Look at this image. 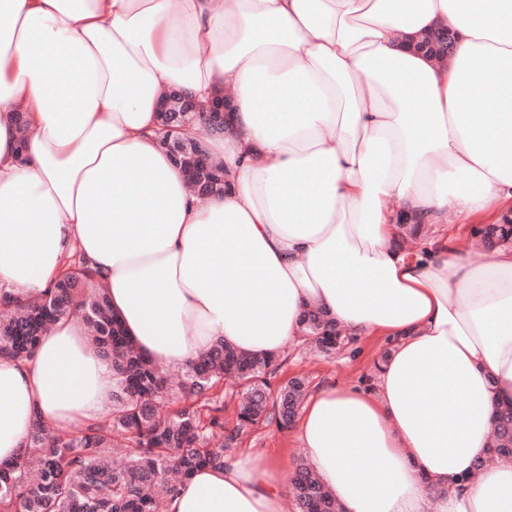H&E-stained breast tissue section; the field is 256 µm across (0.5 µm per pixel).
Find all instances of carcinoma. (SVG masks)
<instances>
[{
	"label": "carcinoma",
	"mask_w": 512,
	"mask_h": 512,
	"mask_svg": "<svg viewBox=\"0 0 512 512\" xmlns=\"http://www.w3.org/2000/svg\"><path fill=\"white\" fill-rule=\"evenodd\" d=\"M445 28L424 34L416 48L442 60L447 49L439 42ZM19 147L30 135L27 117H13ZM180 163L210 194L224 192V166L205 165L195 154ZM474 236L492 251L512 242L509 230L488 224ZM0 316V356L23 360L36 352L41 336L57 321L79 318L93 338V349L112 365L109 413L78 432L59 434L37 420L24 448L9 465L0 463V512H163L166 498L178 484L203 466L222 467L247 429L274 424L286 429L297 415L309 382L293 377L271 394L279 359L247 355L219 342L177 379L145 359L125 336L112 313L103 276L78 255L51 288L34 298L5 299ZM307 337L324 354L346 348L343 336L326 312L313 308L303 316ZM246 387L238 423L224 427L223 408L206 402L210 392L224 388V379ZM183 400L169 411L166 404ZM488 458L477 465L512 457V408L492 420ZM297 512H339L336 500L307 464L291 478Z\"/></svg>",
	"instance_id": "1"
}]
</instances>
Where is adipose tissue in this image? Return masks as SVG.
<instances>
[{
  "instance_id": "1",
  "label": "adipose tissue",
  "mask_w": 512,
  "mask_h": 512,
  "mask_svg": "<svg viewBox=\"0 0 512 512\" xmlns=\"http://www.w3.org/2000/svg\"><path fill=\"white\" fill-rule=\"evenodd\" d=\"M447 27L439 62L407 42ZM227 90L199 201L150 131L163 85ZM32 135L17 152L12 115ZM512 221V0H0V298L73 253L140 352L284 356L308 308L390 342L372 386L328 383L292 438L342 512H512V461L474 472L512 406V247L443 233ZM436 232L400 248L409 225ZM112 367L81 320L0 357V461L41 419H102ZM286 463L198 471L165 512H282ZM180 163L193 172L197 183H201L209 194L224 192V166L221 162L210 160L209 164L205 165L199 155L182 154Z\"/></svg>"
}]
</instances>
